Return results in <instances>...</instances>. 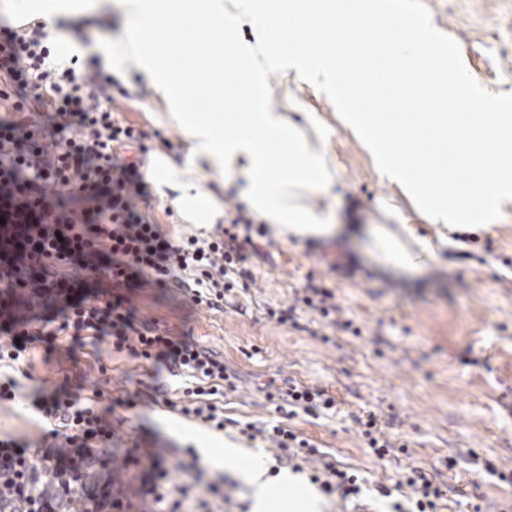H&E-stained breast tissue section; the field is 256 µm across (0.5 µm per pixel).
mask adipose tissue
<instances>
[{"mask_svg":"<svg viewBox=\"0 0 512 512\" xmlns=\"http://www.w3.org/2000/svg\"><path fill=\"white\" fill-rule=\"evenodd\" d=\"M116 12L125 35L105 38L93 51L120 77L144 76L164 106L158 121L181 130L187 143L183 159L156 155L147 175L184 223L207 226L223 219L220 194L206 186L216 174L241 181L242 196L275 237L334 233L332 211L317 204L336 183L327 126L318 113L296 119L271 104L266 75L273 69L335 98L343 124L372 155L380 178L413 198L422 219L433 225L435 238L418 236L397 206L380 202L383 221L368 232L379 265L402 273L421 270L448 246L449 226L494 223L512 202V179L505 176L512 159V114L466 111L467 78L459 75L450 82L436 61L418 63L423 47L437 39L428 20L408 21L398 8L386 13L383 27L398 28L399 34L380 45L387 56L404 54L410 62L403 68L367 69L353 51L360 35L357 17L339 12L335 0H0L1 15L52 27L72 17L108 19ZM270 12L277 14L279 29L261 26L254 42L240 41L243 22H258ZM299 23L308 31L302 53L282 36ZM199 29L221 31L222 39L202 44L200 62L191 66L175 43ZM414 96L429 97L440 107L408 111L406 103ZM451 98L463 107L453 117L446 108ZM366 100L396 105L392 124L365 123L353 105ZM450 144L456 148L455 167L466 168L471 156L483 157V167L478 176L452 178L439 192H430L429 165H411L407 152L428 145L439 158ZM205 459L223 462L249 483L256 512H270L276 493L288 512H316L317 499L295 479L270 487L257 461L234 448L206 453Z\"/></svg>","mask_w":512,"mask_h":512,"instance_id":"1","label":"adipose tissue"}]
</instances>
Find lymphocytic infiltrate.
<instances>
[{
	"label": "lymphocytic infiltrate",
	"instance_id": "obj_1",
	"mask_svg": "<svg viewBox=\"0 0 512 512\" xmlns=\"http://www.w3.org/2000/svg\"><path fill=\"white\" fill-rule=\"evenodd\" d=\"M112 85L98 60L55 63L43 23L0 26V361L18 363L28 348L63 334L104 339L117 353L191 377L181 414L221 431L226 421L217 400L233 388L234 372L199 343L139 320L131 296L146 287L180 288L196 305L223 310L230 293L250 290L245 262L254 242L235 228H253L254 221L238 213L214 234L176 237L151 219L140 166L119 154L146 134L115 119ZM301 305L324 319L341 310L331 290L308 284L286 311L268 315L283 324ZM103 398L98 391L87 402L64 387L37 393L34 405L50 428L34 450L15 438L0 440V500L34 499L35 480L54 472L71 476L64 493L83 490L84 463L108 461L111 413L140 403L136 394L108 404ZM239 432L271 444V474L298 461L325 494L358 499V476L294 427L247 422ZM123 466L149 467L150 477L131 496L99 489V512H129L135 498L155 512L234 507V483L210 477L194 449L171 462L135 447ZM396 487L409 491L408 508L396 512H436L442 492L421 468L405 467Z\"/></svg>",
	"mask_w": 512,
	"mask_h": 512
}]
</instances>
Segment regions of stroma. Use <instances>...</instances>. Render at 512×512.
I'll list each match as a JSON object with an SVG mask.
<instances>
[{"label": "stroma", "mask_w": 512, "mask_h": 512, "mask_svg": "<svg viewBox=\"0 0 512 512\" xmlns=\"http://www.w3.org/2000/svg\"><path fill=\"white\" fill-rule=\"evenodd\" d=\"M399 2L410 17L427 18L455 39L481 104L512 100V0ZM268 84L275 104L318 112L326 120L337 182L318 204L337 211L344 231L325 240L261 237L258 254L246 263L255 277L249 294H237L220 312L194 305L175 288H147L133 296L140 320L223 357L237 377L236 391L222 401L231 426L211 430L174 410L183 399L185 376L155 370L103 341L80 346L61 335L54 345L27 352L21 369H0L23 395L0 402V437L41 444L47 424L28 402L36 392L63 385L84 398L99 389L114 397L137 391L141 405L111 415L117 433L100 483H139L141 471H124L121 461L125 449L141 441L198 449L230 440L269 462L260 442L240 436L234 424L286 419L340 468L361 477L375 512H391L393 505L377 495L376 486H394L409 465L439 485V512H473L477 504L484 512H512V208L497 223L465 225L468 242L438 253L418 273L383 269L365 244L369 225L379 221L377 202L396 198L409 216L408 200L380 179L370 155L337 122L336 104L309 86L288 88L275 73ZM137 88L128 98L123 85L113 86V108L141 127L149 144L168 140L167 155L182 157L181 131L157 124L152 90L142 82ZM309 281L335 293L352 328L330 326L311 311L299 313L293 325L268 318L267 309H287L294 291ZM290 380L327 389L336 398L335 412L286 418L263 389ZM159 384L167 388L170 405L151 403ZM368 410L407 453L390 460L371 454L353 421Z\"/></svg>", "instance_id": "stroma-1"}]
</instances>
